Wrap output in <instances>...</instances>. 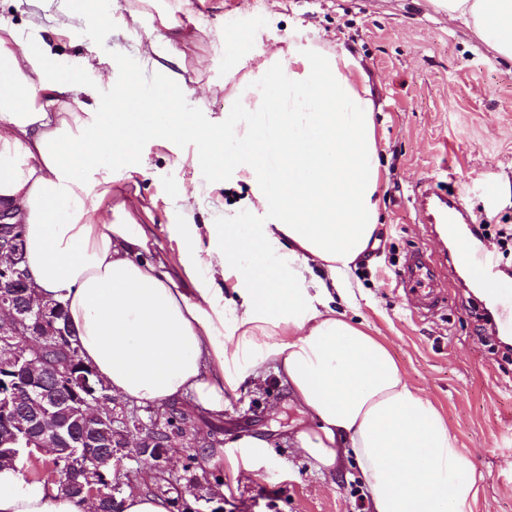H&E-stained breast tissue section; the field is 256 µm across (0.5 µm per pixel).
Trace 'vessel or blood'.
<instances>
[{
  "label": "vessel or blood",
  "mask_w": 512,
  "mask_h": 512,
  "mask_svg": "<svg viewBox=\"0 0 512 512\" xmlns=\"http://www.w3.org/2000/svg\"><path fill=\"white\" fill-rule=\"evenodd\" d=\"M414 207L420 223L440 225L445 235H461L463 225L472 221L461 197L443 192L429 178L420 180L414 194ZM450 259L458 268L479 270L487 278L500 311V325L512 328V285L495 280L496 267L491 252L477 245L475 237L471 236L466 238L464 250L453 252ZM437 265L436 256L417 249L398 273L404 291L425 315L436 312L446 299L444 289L435 279Z\"/></svg>",
  "instance_id": "b4317fda"
}]
</instances>
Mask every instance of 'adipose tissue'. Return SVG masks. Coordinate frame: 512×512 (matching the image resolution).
<instances>
[{"label": "adipose tissue", "instance_id": "1", "mask_svg": "<svg viewBox=\"0 0 512 512\" xmlns=\"http://www.w3.org/2000/svg\"><path fill=\"white\" fill-rule=\"evenodd\" d=\"M512 61V0H434ZM62 69L0 24V211L24 225L38 292L61 301L81 355L113 396L222 414L274 371L313 425L294 443L333 470L354 456L372 512H472L479 476L438 407L387 345L337 312L363 297L353 271L379 241L377 112L359 61L291 38L252 73L246 103L205 122L170 76L144 94L130 72L86 105ZM183 139L195 161L244 182L252 228L175 224L186 284L144 261L149 236L104 208L114 161ZM54 483L0 469V512H91Z\"/></svg>", "mask_w": 512, "mask_h": 512}]
</instances>
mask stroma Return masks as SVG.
<instances>
[{
    "instance_id": "35a3bbf8",
    "label": "stroma",
    "mask_w": 512,
    "mask_h": 512,
    "mask_svg": "<svg viewBox=\"0 0 512 512\" xmlns=\"http://www.w3.org/2000/svg\"><path fill=\"white\" fill-rule=\"evenodd\" d=\"M133 13L144 15V26H128ZM60 17L57 6L42 0H0V22L20 37L38 26L52 30L59 65L80 64L88 55L100 60L112 82L88 79L84 102L111 99L133 69L152 92L169 70L186 87V111L204 120L222 117L245 82L242 71L224 78L225 65L243 54L261 61L299 33L360 60L381 110L383 226L379 245L357 266L364 298L347 316L385 341L407 379L446 417L483 475L473 512H512V357L479 331L493 303L457 269L448 276L447 306L424 318L396 278L410 250L434 243L431 225L417 223L410 201L422 178L462 193L488 224L490 250L498 248L497 230L512 227V62L495 57L432 0H95L80 24L58 27ZM232 32L247 42L229 40ZM150 40L157 52L148 56L143 47ZM195 154L190 143L147 144L141 172L115 169L112 184L113 199L134 194L142 201L133 217L153 242L150 257L178 281L183 274L169 225L223 223L244 196L200 168ZM196 186L200 198L188 215L181 191ZM311 422L274 374L251 382L228 397L223 417L197 418L200 436L218 428L223 439L207 451L201 486L224 512H371L354 458L326 473L295 448L296 431ZM245 436L266 446L261 466L239 474L233 462Z\"/></svg>"
}]
</instances>
